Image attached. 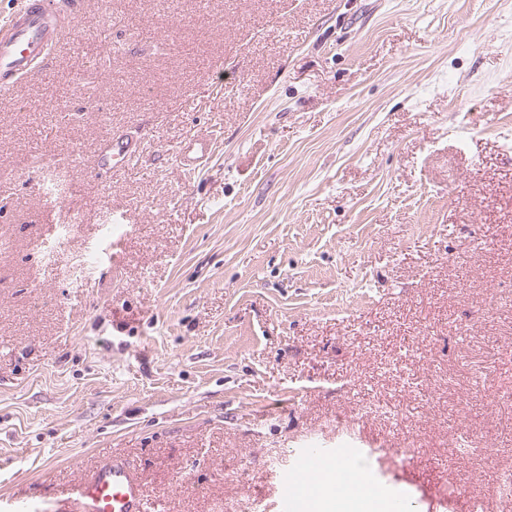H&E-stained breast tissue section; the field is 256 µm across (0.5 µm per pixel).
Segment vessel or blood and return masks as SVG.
I'll list each match as a JSON object with an SVG mask.
<instances>
[{"label": "vessel or blood", "instance_id": "obj_1", "mask_svg": "<svg viewBox=\"0 0 512 512\" xmlns=\"http://www.w3.org/2000/svg\"><path fill=\"white\" fill-rule=\"evenodd\" d=\"M84 11L83 0H28L0 24V91L21 79L42 78L51 68L54 49L71 18ZM337 501L365 483L363 472L348 468L334 475ZM81 512H150L143 484L129 463L112 459L71 488Z\"/></svg>", "mask_w": 512, "mask_h": 512}]
</instances>
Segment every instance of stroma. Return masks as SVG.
I'll use <instances>...</instances> for the list:
<instances>
[{
    "label": "stroma",
    "instance_id": "35a3bbf8",
    "mask_svg": "<svg viewBox=\"0 0 512 512\" xmlns=\"http://www.w3.org/2000/svg\"><path fill=\"white\" fill-rule=\"evenodd\" d=\"M54 54L0 99V501L116 457L154 512H281L346 448L512 512V0H85Z\"/></svg>",
    "mask_w": 512,
    "mask_h": 512
}]
</instances>
